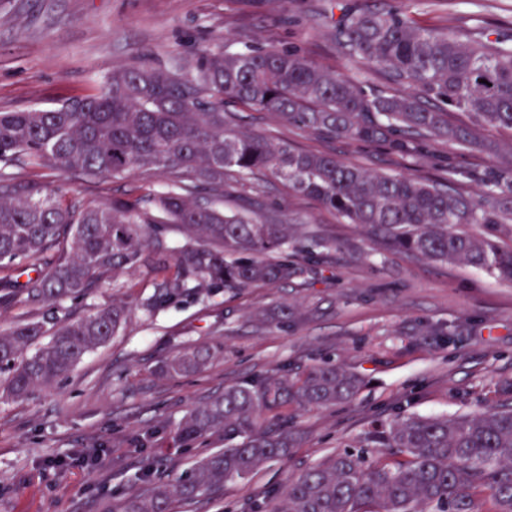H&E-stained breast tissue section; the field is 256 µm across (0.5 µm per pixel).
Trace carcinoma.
Wrapping results in <instances>:
<instances>
[{"instance_id": "1", "label": "carcinoma", "mask_w": 512, "mask_h": 512, "mask_svg": "<svg viewBox=\"0 0 512 512\" xmlns=\"http://www.w3.org/2000/svg\"><path fill=\"white\" fill-rule=\"evenodd\" d=\"M425 0L351 7L336 0L333 38L341 57L392 85L329 71L294 48H206L193 62L145 64L105 74L92 95L49 109L0 113V308L25 311L0 330V395L22 399L53 388L90 351L121 333L128 309L117 303L51 323L46 312L88 295L104 279L148 265L151 314L182 296L271 285L295 277L288 261L297 228L224 212V181L280 179L316 198L386 250L459 263L512 283V161L465 191L472 174L448 162L445 176L422 179L366 169L334 156L239 128L228 102L281 122L357 143L384 142L401 159L429 141L459 155L484 147L480 131L512 133V34L479 24L421 26L411 14ZM462 114L467 121L452 119ZM48 168L92 182L131 173L163 175L164 190L133 200L86 203L62 183L51 188L13 172ZM175 224L187 241L170 246ZM483 226L475 235L468 227ZM55 266L18 280L24 263L44 255ZM218 353L209 344L178 352L166 374H192ZM362 377L322 361L296 375L272 373L224 388L190 410L182 442L222 429L228 444L179 477L132 493L121 512H171L203 493L254 475L294 447L286 429L256 430L287 406L328 408L352 400ZM364 450H344L288 484L270 512H512V406L452 418L408 414L374 422Z\"/></svg>"}]
</instances>
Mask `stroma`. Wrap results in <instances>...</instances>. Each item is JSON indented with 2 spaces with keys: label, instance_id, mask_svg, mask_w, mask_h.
I'll list each match as a JSON object with an SVG mask.
<instances>
[{
  "label": "stroma",
  "instance_id": "stroma-1",
  "mask_svg": "<svg viewBox=\"0 0 512 512\" xmlns=\"http://www.w3.org/2000/svg\"><path fill=\"white\" fill-rule=\"evenodd\" d=\"M328 0H0V112L50 109L94 92L105 72L190 60L205 47L235 50L294 47L322 67L385 81L347 65L321 15ZM425 25L456 28L473 19L489 27L512 22V0H434L417 13ZM241 127L271 134L301 150L333 155L378 172L433 176L449 146L400 159L378 144L321 137L231 103ZM157 176L72 187L87 202L136 198L159 189ZM224 209L297 225L326 240L297 254L292 280L184 296L154 316L139 301L153 273L140 268L103 282L85 299L65 303L57 318L88 315L122 301L125 330L86 354L52 389L0 398V512H118L128 494L172 479L224 446L223 432L174 443L175 427L193 407L226 386L280 370L296 373L328 359L367 380L357 398L330 408L282 409L265 417L296 432L288 456L268 461L245 480L208 491L172 512H252L273 507L289 480L358 444L370 420L415 413L473 414L512 403V284L457 263L382 251L360 229L283 181L257 176L224 186ZM213 343L224 352L201 372L162 376L177 351ZM95 451L92 468L47 466L49 457ZM165 459L143 480L149 459Z\"/></svg>",
  "mask_w": 512,
  "mask_h": 512
}]
</instances>
